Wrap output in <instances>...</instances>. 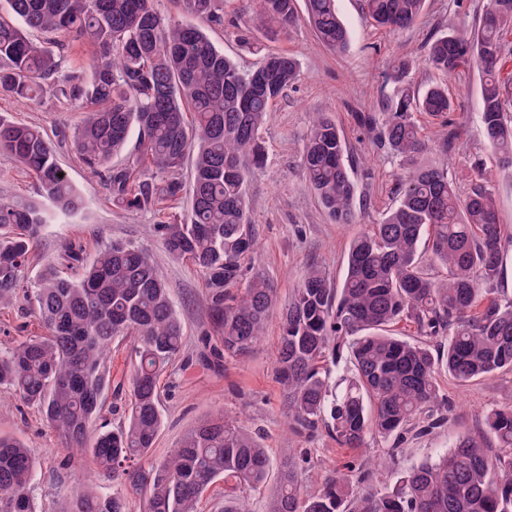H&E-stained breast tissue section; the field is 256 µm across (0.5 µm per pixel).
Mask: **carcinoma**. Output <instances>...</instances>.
Returning a JSON list of instances; mask_svg holds the SVG:
<instances>
[{"mask_svg":"<svg viewBox=\"0 0 512 512\" xmlns=\"http://www.w3.org/2000/svg\"><path fill=\"white\" fill-rule=\"evenodd\" d=\"M298 0H258L254 30L285 32L298 19ZM317 38L342 53L349 33L336 0H304ZM374 24L389 32L410 27L424 0H364ZM183 21L167 17L156 0H0V95L30 100L48 82L71 102L94 106L73 145L84 164L105 169L113 202L151 210L189 189V220L156 225L169 254L202 274L210 315L220 330L219 356H245L264 338L274 288L261 276L240 286L241 263L258 251L247 216V183L265 159L261 131L273 101L293 83L297 60L268 51L243 70L217 49L204 25L224 24L218 0H177ZM512 27V0H487L478 23L442 34L427 62L453 75L473 64L486 75L480 119L502 167L512 169V82L499 76L503 31ZM94 52L85 71L67 70L71 43ZM448 87L402 94L381 124V140L400 155L425 149L413 113L448 118ZM191 118H186V115ZM137 133L138 156L112 168V156ZM348 147L336 122L318 115L307 133L303 172L338 224L355 217L356 185ZM0 156L23 165L38 197L0 199V304L21 288L23 270L49 214L73 216L85 198L39 129L0 115ZM192 157L189 186L178 178ZM494 187L481 170L466 196L448 169L418 165L403 179L398 200L350 243L346 271L333 285L312 267L280 318L275 374L295 431L324 426L344 448L360 449L369 434L390 437L409 426L425 432L442 419L425 416L440 404L438 377L465 386L487 374L512 372V297L494 285L503 272L504 243ZM444 267L430 276L424 258ZM27 298L46 330L0 354V386L37 408L61 442L60 464L85 459L112 482H92L57 501L56 512H130L129 495L144 512H200L205 492L220 478L243 489L264 485L274 466L269 450L237 422L219 414L191 431L166 459L150 453L159 436V378L179 355L183 332L165 282L148 250L110 242L75 277L47 267ZM417 339L388 333L399 321ZM131 338L130 415L109 427L105 391L112 388V342ZM348 340L350 375L337 393L328 362ZM501 448L464 436L454 449L406 472L382 466L392 481L367 496L353 494L351 467L301 494L297 472L278 466L269 512H512V406L485 416ZM36 464L18 439L0 435V512H37L30 490Z\"/></svg>","mask_w":512,"mask_h":512,"instance_id":"cac0c4a2","label":"carcinoma"}]
</instances>
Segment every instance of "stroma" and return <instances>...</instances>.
Returning <instances> with one entry per match:
<instances>
[{
  "label": "stroma",
  "mask_w": 512,
  "mask_h": 512,
  "mask_svg": "<svg viewBox=\"0 0 512 512\" xmlns=\"http://www.w3.org/2000/svg\"><path fill=\"white\" fill-rule=\"evenodd\" d=\"M336 4L349 32L348 47L341 53L317 39L303 14L287 33L258 47L245 43L246 18L256 8L254 0H224V24L209 31L215 45L242 69L256 68L268 49L289 53L300 64L298 78L275 101L262 130L267 158L253 172L247 187L248 220L259 250L243 260V276L263 275L276 290L279 309L287 305L310 267L321 268L334 282L342 277L351 240L378 222L391 206L403 174L413 163L447 165L449 178L462 194L473 184L475 165H482L495 185L499 221L512 228V174L501 168L479 118L481 72L470 66L446 76L425 61L429 40L474 23L486 0H425L417 21L396 33L373 26L363 0H336ZM403 57L413 65L414 87L441 84L448 88L454 101L449 114L454 140L449 152H442L439 146L440 122L425 113H418L416 120L426 149L413 159L395 154L381 142L378 127L360 121L361 114L367 112L386 117L400 93L399 87L386 79L387 64ZM321 113L336 122L355 159L356 218L350 224L330 219L302 172L306 134ZM0 114L44 131L56 144L59 162L86 201L80 215L46 227L30 272L47 265L64 266L69 251L86 262L101 244L133 241L148 247L164 277L182 325L183 348L176 366L160 378L163 424L152 460L164 459L185 435L219 411L246 427L274 460L293 462L300 481L311 491L349 461L364 475L355 485L356 494L362 495L383 488L380 460H390L397 470L405 471L451 449L464 435L484 437L487 448H496L495 439L485 433L484 415L512 405V372L506 370L462 387L442 381L440 393L448 399L441 409L444 423L424 434L403 432L397 443L373 435L367 437L364 449L352 450L340 447L322 427L302 434L292 432L285 424L283 396L274 371L277 321H270L264 339L249 355L225 358L218 367L199 361L218 334L207 308L203 278L191 263L172 259L153 231L154 225L169 216L188 217L189 194L154 211L116 207L111 193L75 153L72 139L78 112L52 87H44L36 100L28 102L0 95ZM44 333L37 313L25 301L0 306V348ZM0 433L19 438L36 461L33 497L38 512H52L54 500L80 494L93 477L89 465L82 461L74 462L69 470H58L57 436L38 413L5 389L0 390Z\"/></svg>",
  "instance_id": "obj_1"
}]
</instances>
